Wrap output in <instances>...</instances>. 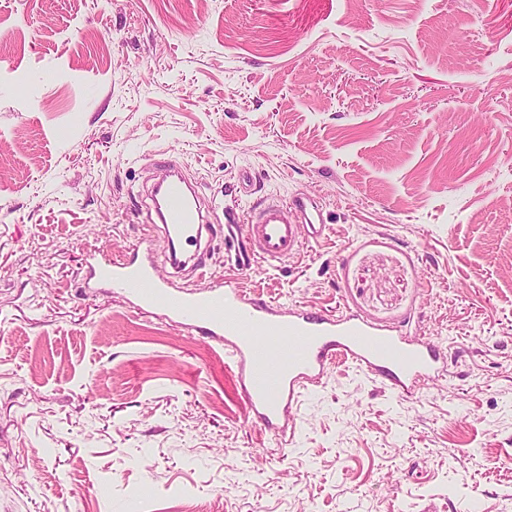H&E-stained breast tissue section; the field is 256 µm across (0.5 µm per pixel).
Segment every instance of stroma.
Wrapping results in <instances>:
<instances>
[{"label":"stroma","instance_id":"stroma-1","mask_svg":"<svg viewBox=\"0 0 512 512\" xmlns=\"http://www.w3.org/2000/svg\"><path fill=\"white\" fill-rule=\"evenodd\" d=\"M53 73L52 81L41 78ZM326 235L197 290L435 339L253 420L223 344L85 286L157 154ZM0 512H512V0H0Z\"/></svg>","mask_w":512,"mask_h":512}]
</instances>
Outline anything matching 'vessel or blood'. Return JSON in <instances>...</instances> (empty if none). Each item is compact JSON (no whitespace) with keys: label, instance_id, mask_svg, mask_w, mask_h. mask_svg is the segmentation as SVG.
<instances>
[{"label":"vessel or blood","instance_id":"vessel-or-blood-1","mask_svg":"<svg viewBox=\"0 0 512 512\" xmlns=\"http://www.w3.org/2000/svg\"><path fill=\"white\" fill-rule=\"evenodd\" d=\"M156 170L147 208L150 226L178 246L196 241L212 229L215 205L200 196L176 162L158 161ZM325 228L320 202L296 196L282 206L256 208L245 218L232 215L224 239L243 245L237 265L245 270L259 259H288L304 238L318 239ZM90 279L124 292L137 309L161 310L174 324L222 343L251 413L268 430H279L302 390L319 384L335 361H352L399 397L412 398L445 359L430 340L380 329L355 315L281 312L246 297L233 281L200 292L179 288L159 275L148 248L140 244L91 264Z\"/></svg>","mask_w":512,"mask_h":512}]
</instances>
